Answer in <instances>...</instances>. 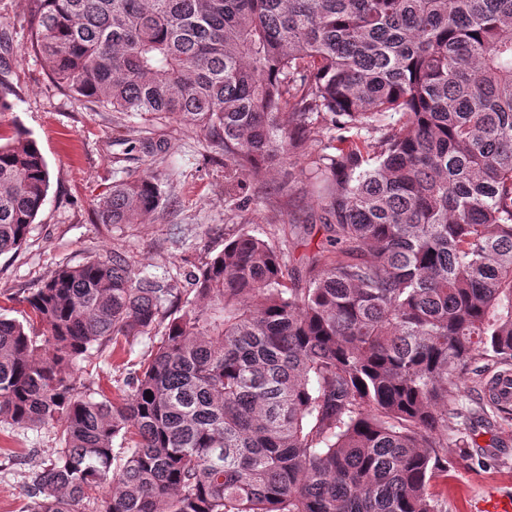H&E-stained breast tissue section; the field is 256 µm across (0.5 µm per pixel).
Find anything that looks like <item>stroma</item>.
I'll use <instances>...</instances> for the list:
<instances>
[{
	"label": "stroma",
	"mask_w": 512,
	"mask_h": 512,
	"mask_svg": "<svg viewBox=\"0 0 512 512\" xmlns=\"http://www.w3.org/2000/svg\"><path fill=\"white\" fill-rule=\"evenodd\" d=\"M0 35L10 46L0 65L10 70L15 89L10 110L0 112V136L15 126L28 130L41 150L50 176L44 204L26 244L0 256V305L23 297L63 266L119 251L144 273L165 278L183 289L188 276L223 250L241 226L285 248L295 272L318 254L326 232L301 164L284 165L272 182L246 186L250 203L234 211L224 193V155L202 132L170 121L156 124L138 116L117 118L70 96L49 77L29 48L26 0H0ZM162 138L167 150L157 156L124 160L137 140ZM150 171L168 185L164 208L139 224H102L94 205L113 184ZM289 183L285 209H278L275 185ZM310 219L308 232L297 234L294 222ZM141 336L112 355L86 364L87 382L117 394L129 370L138 368L151 350ZM455 405L468 411L467 424H448V472L433 481L446 512H473L489 493L512 496V418L486 399L473 375L451 386ZM60 445L52 428L20 431L0 422V512H19L26 472L47 465Z\"/></svg>",
	"instance_id": "stroma-1"
}]
</instances>
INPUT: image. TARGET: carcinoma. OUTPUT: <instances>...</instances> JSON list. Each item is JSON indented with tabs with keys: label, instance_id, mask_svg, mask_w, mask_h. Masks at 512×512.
Wrapping results in <instances>:
<instances>
[{
	"label": "carcinoma",
	"instance_id": "cac0c4a2",
	"mask_svg": "<svg viewBox=\"0 0 512 512\" xmlns=\"http://www.w3.org/2000/svg\"><path fill=\"white\" fill-rule=\"evenodd\" d=\"M27 22L75 96L175 116L255 183L300 163L332 257L297 275L243 227L185 305L112 252L0 314V421L60 440L22 512H445L448 383L512 362V0H27ZM48 188L16 127L0 255ZM167 201L144 173L96 213L132 224ZM138 336L150 357L120 398L80 382Z\"/></svg>",
	"mask_w": 512,
	"mask_h": 512
}]
</instances>
